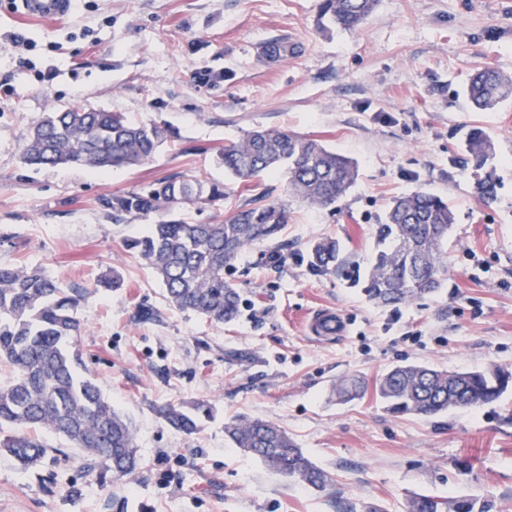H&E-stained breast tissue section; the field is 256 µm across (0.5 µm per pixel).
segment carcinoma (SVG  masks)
<instances>
[{
	"label": "carcinoma",
	"mask_w": 512,
	"mask_h": 512,
	"mask_svg": "<svg viewBox=\"0 0 512 512\" xmlns=\"http://www.w3.org/2000/svg\"><path fill=\"white\" fill-rule=\"evenodd\" d=\"M378 0H323L322 17L351 30L364 24ZM295 53L282 38L265 43L263 55L284 58ZM512 97V77L483 67L467 88L480 111ZM173 140L166 125L133 123L120 112L73 105L45 113L32 127L22 150L31 167L80 165L94 170L139 166ZM465 152L475 171L479 199L497 194L494 170L487 168L494 144L481 129L466 140ZM224 171L240 181L250 197L208 223L192 222L183 211L224 200V188L186 175H173L144 192L114 194L102 200L106 216L155 214L149 230L125 241L165 287L169 305L200 314L216 324L238 316L239 288L224 277L245 249L274 238L288 223V205L270 198L264 176L284 171L288 189L312 207L340 202L358 177L356 163L320 140L287 130L260 128L224 144L217 154ZM451 207L441 197L417 191L393 199L376 236L371 270L363 292L377 305L413 302L434 294L446 274ZM339 243L323 239L309 247L313 270L336 268ZM82 294L63 287L38 268L0 264V360L14 369L12 381L0 385V423L16 431L0 438V453L22 468L41 465L56 449L30 438L23 429L39 427L65 438L83 453L85 468L103 485L107 475L135 472L139 459L130 422L112 406L96 382L80 374L81 352L71 340L82 332L78 316ZM512 389V372L500 366L448 372L427 364L397 365L374 382L353 374L336 384V396L350 402L372 394L397 416L431 417L455 408H479L498 402ZM210 413L205 403L169 407L164 420L190 434ZM224 434L233 447L259 460L269 471L293 483L323 490L331 477L316 466L280 426L262 419H237ZM495 502L480 495L418 493L406 512H495Z\"/></svg>",
	"instance_id": "cac0c4a2"
}]
</instances>
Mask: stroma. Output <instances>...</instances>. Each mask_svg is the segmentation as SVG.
<instances>
[{
    "label": "stroma",
    "instance_id": "stroma-1",
    "mask_svg": "<svg viewBox=\"0 0 512 512\" xmlns=\"http://www.w3.org/2000/svg\"><path fill=\"white\" fill-rule=\"evenodd\" d=\"M322 0H81L60 20L24 17L0 0V263L37 266L81 289L84 371L131 420L140 466L107 489L91 483L80 452L56 448L26 471L0 454V512H336L340 501L405 512L411 493L490 495L512 512V392L479 409L396 416L372 396L340 403L345 376L379 378L398 364L448 371L512 370V99L474 110L465 89L488 65L512 75V0H379L358 29L326 28ZM22 31L36 43L11 47ZM285 37L299 52L264 61ZM220 69L208 88L195 74ZM161 122L176 134L153 160L120 170L33 169L20 160L32 125L73 105ZM493 139L497 197L474 192L464 142ZM257 128L309 135L358 164L337 206L289 197L282 174L265 176L290 219L227 270L241 290L237 320L217 325L170 307L156 276L127 252L148 218L120 223L100 201L189 174L223 185L225 206L244 203L215 156ZM195 154H185L188 146ZM426 190L448 201V275L441 291L380 307L362 288L376 231L395 197ZM333 237L335 270L314 271L308 246ZM119 275L117 288L102 281ZM340 313L331 339L309 334L317 310ZM213 408L185 434L159 415L167 405ZM272 421L334 479L298 489L229 446L225 422Z\"/></svg>",
    "mask_w": 512,
    "mask_h": 512
}]
</instances>
